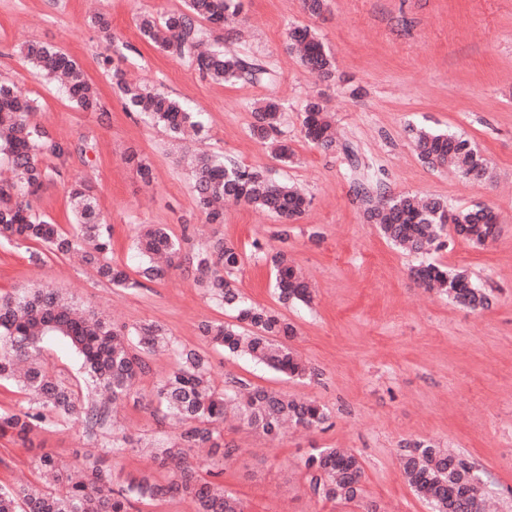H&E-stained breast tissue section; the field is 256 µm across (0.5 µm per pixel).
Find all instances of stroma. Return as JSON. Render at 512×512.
Segmentation results:
<instances>
[{
    "label": "stroma",
    "instance_id": "stroma-1",
    "mask_svg": "<svg viewBox=\"0 0 512 512\" xmlns=\"http://www.w3.org/2000/svg\"><path fill=\"white\" fill-rule=\"evenodd\" d=\"M112 19V36L88 22L93 9ZM184 0H0V78L35 99L39 119L74 147L59 176L32 196L36 214L68 224L66 186L87 181L112 227L115 261L138 278L132 242L141 225L163 224L193 252L209 240L234 241L243 256L239 288L257 305L278 306L273 276L255 246L272 245L278 223L266 212L228 205L224 221L208 224L194 211L193 179L183 142L146 116L127 111L112 82L113 68L158 88L196 112L197 151L301 188L308 207L288 249L309 281L312 305L283 309L297 329L289 345L316 375L302 382L224 354L200 336L202 321H233L183 270L162 282L122 290L99 280L76 259L29 260L26 246L0 243V293L51 288L121 326L158 324L177 345L207 350L216 385L236 378L315 400L331 413L324 428L285 430L275 441L236 418L224 439L241 455L224 469V487L247 512H357L313 497L301 469L311 447L347 448L364 466L363 485L379 512H429L400 468V445L431 440L476 464L498 512H512V0H327L313 18L302 0H238L234 24L208 31L211 43L263 62L272 78L216 83L189 58H175L141 40L135 16L183 10ZM308 26L336 62V80L315 79L288 51V32ZM44 42L74 57L100 94L101 112L76 107L57 84L21 54ZM111 57L113 66L103 63ZM321 95L334 117L341 147L324 152L301 132L306 100ZM275 97L284 105L281 138L294 153L280 162L250 133L252 110ZM451 131L473 142L492 172L485 182L432 169L417 157L411 128ZM365 173L391 194L440 197L450 207L491 208L500 233L483 247L453 237L433 260L467 270L491 305L470 311L428 292L410 276L415 256L365 223L345 147ZM137 151L152 165L144 184L126 163ZM115 435L169 437L151 407L126 403L111 412ZM78 426L40 431L32 449L0 438V481L32 480L33 451L72 460L83 447Z\"/></svg>",
    "mask_w": 512,
    "mask_h": 512
}]
</instances>
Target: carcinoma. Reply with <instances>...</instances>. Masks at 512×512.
Masks as SVG:
<instances>
[{"label":"carcinoma","mask_w":512,"mask_h":512,"mask_svg":"<svg viewBox=\"0 0 512 512\" xmlns=\"http://www.w3.org/2000/svg\"><path fill=\"white\" fill-rule=\"evenodd\" d=\"M185 8L161 18L144 13L137 29L144 41L179 58L188 57L199 72L215 81L255 79L266 73L261 65L222 47H205L202 23L222 27L237 5L234 0H184ZM288 49L302 65L326 80L334 77L330 53L308 27L289 33ZM22 53L47 78L60 84L86 112L99 110L97 89L80 64L52 45L29 44ZM112 79L130 110L147 115L173 135L198 127L194 113L161 91L127 83L120 69ZM35 100L0 81V154L7 156L13 177L0 180V241L37 246L30 254L39 262L50 253L78 255L96 276L120 288H137L126 269L112 260V230L97 212L92 187L83 182L68 190L71 212L79 231L73 234L33 212L27 197L59 174V165L71 155L70 144L54 138L47 126L31 121ZM283 105L269 99L255 108L251 132L265 141L277 132ZM304 137L324 151L336 148V132L319 98L303 109ZM420 161L432 168L449 167L469 181L489 178L486 159L470 140L423 129L412 131ZM194 205L209 224L224 223V201L257 206L280 223L279 247L257 246L261 259L275 271L278 301L309 305L313 292L288 256L291 225L305 211L307 199L299 189L273 180L267 171L242 167L208 155L192 160ZM356 196L364 205L368 223L391 244L423 255L444 230L475 246H483L498 233V218L488 207L448 208L441 198L423 201L413 195L391 197L385 185L357 183ZM141 276L161 281L181 266L183 240L164 225H148L137 236ZM242 263L237 246L223 238L188 256L187 274L213 299L235 313L236 322L205 321L200 335L233 356H245L292 378L303 379L309 368L288 347L295 327L273 309L252 304L241 293L234 272ZM411 276L428 290L447 296L470 310L490 306L489 294L475 285L464 270L422 262ZM53 333L65 337L82 359L83 378L66 381L38 359L40 342ZM165 345L176 350L177 363L160 380L150 404L154 415L180 426L170 441L141 447V439H112L103 454L76 451V459L62 461L43 450L32 460L35 480L16 488L0 485V512H130L136 503L176 498L189 500L194 512H245L238 496L224 489L221 477L241 449L224 441L221 424L227 411L236 412L249 428L274 440L289 423L316 429L329 419L325 407L312 400L290 397L263 387L242 385L237 390L217 388L211 379L206 353L174 341L157 324L131 329L115 326L94 312L62 299L49 288L0 295V385H11L29 398L27 405L0 412V436L10 435L23 444L40 430L70 422L79 424L85 439L109 430L111 405L134 397L133 386L149 371L150 356ZM401 466L415 494L431 512H485L486 491L478 468L448 448L431 441H410ZM145 451L152 466L116 485L105 456ZM302 468L313 495L328 502H343L360 512H375L365 500L363 467L359 458L343 448H314Z\"/></svg>","instance_id":"obj_1"}]
</instances>
